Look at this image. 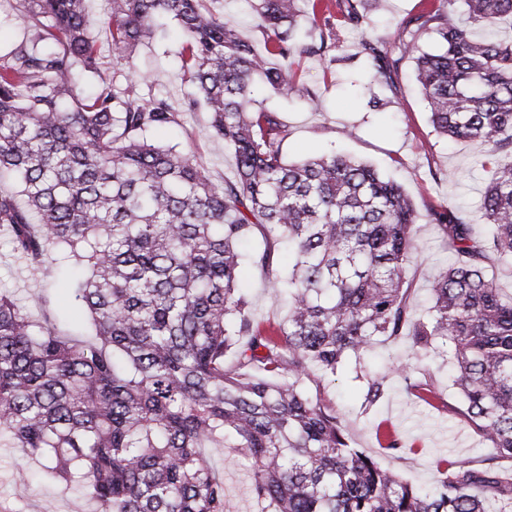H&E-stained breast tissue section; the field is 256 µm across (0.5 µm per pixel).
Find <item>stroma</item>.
Masks as SVG:
<instances>
[{"label":"stroma","mask_w":512,"mask_h":512,"mask_svg":"<svg viewBox=\"0 0 512 512\" xmlns=\"http://www.w3.org/2000/svg\"><path fill=\"white\" fill-rule=\"evenodd\" d=\"M363 9L367 28L335 24L336 47L326 57L301 54L291 59L301 94L279 96L259 86L254 97L279 114L285 126L282 154L286 161L347 154L372 163L383 175L402 183L416 205L421 250V267L411 279L412 299L425 309L430 305L429 280L451 258L448 243L439 226L431 222L429 212L451 204L476 214L486 180L485 148L477 143H453L434 133L427 104L415 84L414 65L399 56L393 22L418 14L419 0H364ZM163 29L162 38L139 48L133 63L138 71L149 73L155 91L168 94L177 107L191 90L178 57L183 38L175 21L164 20ZM368 42L399 57L398 94L379 85L368 92L362 90L370 76V58L364 49ZM354 78L360 79V87L351 86ZM314 98L321 100V110L311 109ZM199 118L196 112L181 113L177 124L155 133L154 138L168 145H194L211 180L219 184L232 176L234 158L223 140L205 134ZM348 128L353 137L345 136ZM70 280L67 274L51 280L34 273L13 253L8 241L0 238V290L13 292L34 315L50 318L67 334L82 336L85 317L71 293ZM267 281L263 271L242 267L239 284L252 294L253 317L273 322L284 317L286 306L273 299ZM409 353L410 343L402 339L378 345L368 354L369 369L391 375L388 394L375 410H362L361 384L352 368L337 373L328 394L343 415L355 447L411 484L429 487L437 477L435 459L439 455L475 461L488 448L479 434L452 413L432 408L406 392L403 379L393 375L392 368ZM382 421L406 443L405 451L380 450L374 427ZM208 454L237 512H258L243 492V467L232 449L212 448ZM43 464V459L28 456L23 449L0 447V512H100L90 500L48 481Z\"/></svg>","instance_id":"stroma-1"}]
</instances>
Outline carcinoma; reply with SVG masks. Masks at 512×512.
Masks as SVG:
<instances>
[{"label":"carcinoma","instance_id":"obj_1","mask_svg":"<svg viewBox=\"0 0 512 512\" xmlns=\"http://www.w3.org/2000/svg\"><path fill=\"white\" fill-rule=\"evenodd\" d=\"M88 0H16L31 32L0 63V175L21 185L0 195V232L41 265L56 251L84 267L73 281L92 334L62 336L0 292V441L45 458L47 477L90 496L102 512H234L204 448H233L248 462L246 490L264 512H512V294L486 269L512 258V0H440L395 23L401 56L415 64L433 131L478 142L488 156L481 236L456 207L430 212L453 252L431 283L425 315L410 299L417 266L416 209L401 185L341 154L287 163L276 113L254 107V78L272 92L300 91L284 63L317 48L295 41L299 0H250L256 51L206 0H109L99 28L133 66L158 18L180 27L179 57L194 90L186 110L224 140L233 176L211 181L192 147L156 143L178 123L165 97L141 82H104ZM312 23L336 8L361 27L358 0H309ZM432 33L426 50L418 34ZM371 79L395 90L398 64L365 43ZM261 238L243 254L239 246ZM288 238L286 280L275 252ZM247 261L288 293V315L255 321L237 288ZM406 338L429 358L448 347L461 395L455 413L493 452L478 462L436 461L427 492L351 445L336 404L308 384L334 382L347 359ZM411 394L444 403L433 377ZM363 405L387 376L364 372ZM381 448H402L383 423Z\"/></svg>","mask_w":512,"mask_h":512}]
</instances>
